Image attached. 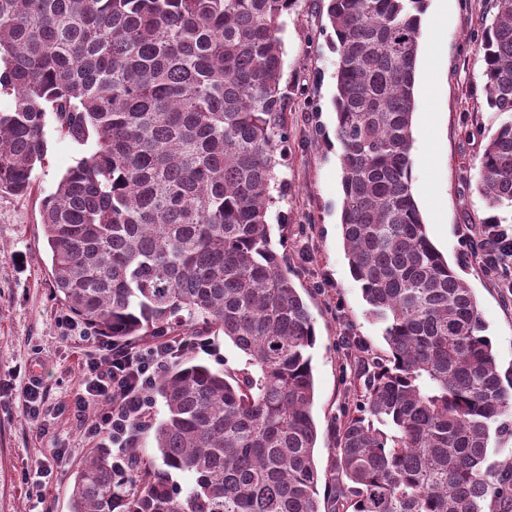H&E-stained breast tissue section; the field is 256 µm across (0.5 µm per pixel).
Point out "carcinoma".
<instances>
[{
    "label": "carcinoma",
    "instance_id": "carcinoma-1",
    "mask_svg": "<svg viewBox=\"0 0 512 512\" xmlns=\"http://www.w3.org/2000/svg\"><path fill=\"white\" fill-rule=\"evenodd\" d=\"M298 0H0V193L24 194L46 115L90 147L43 203L55 297L114 347L173 350L119 459L70 474V512H512V463H487L512 415L472 288L412 193L425 0H328L350 271L387 354L357 338L355 410L314 462V319L269 208L288 166L283 17ZM481 35L499 126L477 190L512 209V0ZM223 334L246 367L180 343ZM152 437L155 454L140 448ZM189 473L184 491L174 475ZM327 493L320 494L319 482Z\"/></svg>",
    "mask_w": 512,
    "mask_h": 512
}]
</instances>
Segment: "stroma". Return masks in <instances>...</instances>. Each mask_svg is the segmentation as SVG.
<instances>
[{"label": "stroma", "instance_id": "1", "mask_svg": "<svg viewBox=\"0 0 512 512\" xmlns=\"http://www.w3.org/2000/svg\"><path fill=\"white\" fill-rule=\"evenodd\" d=\"M489 8L490 0H426L414 86L412 181L427 234L472 288L499 369L506 372L512 370V292L469 257L472 239L489 215L475 189L479 160L498 124L486 103L476 43ZM330 35L326 0H299L284 18L287 190L269 213L270 224L284 228V251L315 322L314 457L321 470L334 456L332 421L350 403L353 369L343 357L346 337H361L373 354L387 352L382 326L369 317L345 256ZM429 121L436 129L433 150L422 138ZM46 130L47 153L35 166L31 192L0 194V512H70L67 472L108 440L88 433L98 405L80 416L74 410L82 364L97 340L52 292L41 220L43 199L88 150L62 134L55 120H48ZM35 365L46 399L33 417L24 390ZM61 450L64 473L46 487L33 484L31 468Z\"/></svg>", "mask_w": 512, "mask_h": 512}]
</instances>
